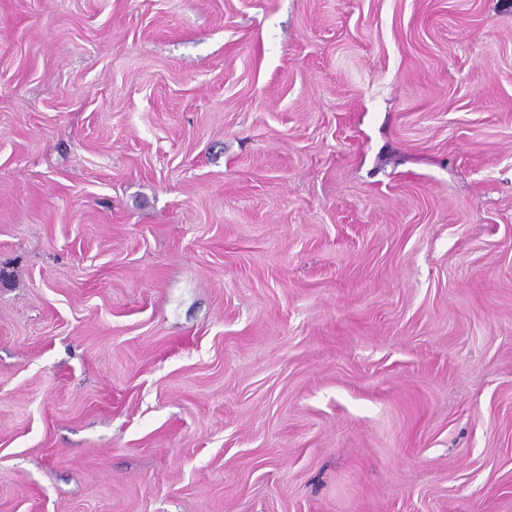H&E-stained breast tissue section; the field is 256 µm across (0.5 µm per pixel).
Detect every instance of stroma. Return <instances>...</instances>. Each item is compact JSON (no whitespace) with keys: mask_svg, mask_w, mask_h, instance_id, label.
<instances>
[{"mask_svg":"<svg viewBox=\"0 0 512 512\" xmlns=\"http://www.w3.org/2000/svg\"><path fill=\"white\" fill-rule=\"evenodd\" d=\"M0 512H512V0H0Z\"/></svg>","mask_w":512,"mask_h":512,"instance_id":"stroma-1","label":"stroma"}]
</instances>
